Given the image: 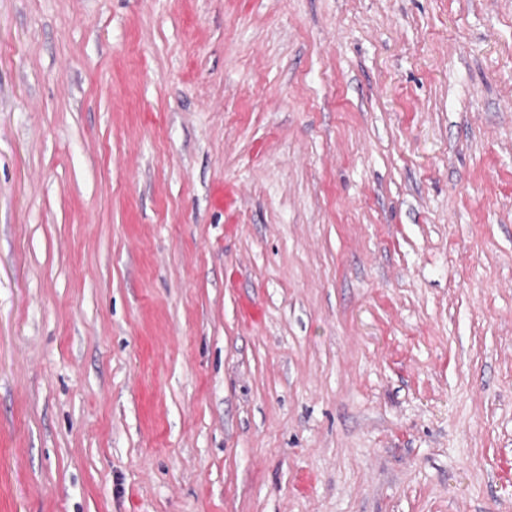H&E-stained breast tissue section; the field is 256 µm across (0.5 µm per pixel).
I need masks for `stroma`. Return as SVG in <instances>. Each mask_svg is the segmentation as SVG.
<instances>
[{"label":"stroma","mask_w":512,"mask_h":512,"mask_svg":"<svg viewBox=\"0 0 512 512\" xmlns=\"http://www.w3.org/2000/svg\"><path fill=\"white\" fill-rule=\"evenodd\" d=\"M0 512H512V0H0Z\"/></svg>","instance_id":"35a3bbf8"}]
</instances>
